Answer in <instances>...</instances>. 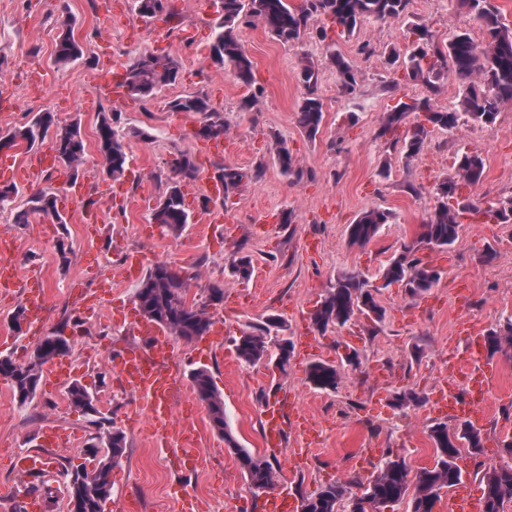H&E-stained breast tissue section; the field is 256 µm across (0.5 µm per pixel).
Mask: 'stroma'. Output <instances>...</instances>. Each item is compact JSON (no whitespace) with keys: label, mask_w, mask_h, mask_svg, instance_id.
<instances>
[{"label":"stroma","mask_w":512,"mask_h":512,"mask_svg":"<svg viewBox=\"0 0 512 512\" xmlns=\"http://www.w3.org/2000/svg\"><path fill=\"white\" fill-rule=\"evenodd\" d=\"M99 2L0 0V132L49 111L57 121L79 124L87 157L77 175L85 193L62 209L63 223L35 216L17 224L12 209L0 211V235L14 239L15 263L21 272L41 274L49 294L39 331L26 328L19 334L9 320L24 304L23 291L0 296V357L26 362L42 337L61 328L70 343L66 360L71 368L68 379H42L34 400L23 407L10 385L0 380V443L14 450L12 458L0 457V512H12L17 497L33 483L39 487L41 512H67L61 471L88 465L84 448L96 431L90 416L67 401L68 387L76 381L93 393L103 416L128 438L126 456L112 471L106 512H177L188 490L198 512H260L236 457L212 431L204 404H196L193 414L200 456L192 470L175 471L166 447L142 420L140 401L125 392L111 369V354L144 343L132 325L139 315L136 284L118 273L119 258L128 250L140 252L145 266L164 261L194 272L188 300H202L212 286L224 289V303L215 311L224 323L223 336L212 343L203 337L191 343L172 341L180 364L175 412L183 411L186 396L193 393L190 371L203 366L224 396L228 422L242 447L263 450L261 405L268 394L288 391L318 421L315 455L299 464L273 459L280 487L299 498L337 479L367 480L377 470L376 459L389 452L404 457L414 471L431 464L428 429L436 416L425 406L400 415L390 405L391 396L408 388L430 394L449 357L463 349L464 339L457 334L460 320L485 331L512 318V224L467 222L449 248L421 244L422 262L441 273L436 287L416 298L396 285L381 288L377 300L385 310L383 321L358 313L344 327L317 334L310 354L293 352L287 374L265 362L245 364L236 342L248 326L276 314L284 322L278 338L299 344L338 274L354 271L378 284L389 258L403 245L419 242L433 211V187L454 175L456 152L478 151L485 159L484 176L472 190L480 207L512 198V105L488 126L468 122L451 133L433 131L427 148L410 160L375 137L381 114L398 98L429 95L445 107L459 93L455 78L441 80L432 94L423 85L400 81L397 69L389 67L387 52L405 51L409 23L429 26L444 43L461 29L481 40L477 24L455 10L451 0H412L408 17L370 21L337 39V51L359 72L357 93L350 97L342 93L336 70L317 40L288 45L260 22L241 23L237 35L254 63V83L246 86L210 58L217 5L201 10L195 0H172L182 16L181 28L194 32L193 40L185 42L181 28L140 18L134 0H116L121 19L115 24L102 18ZM66 17L74 21V36L84 54L60 68L54 51ZM363 44L369 45V54L359 53ZM155 49L177 57L175 84L146 101L94 93L100 66L122 64L136 52ZM305 54L318 71L324 103L323 124L313 140L297 124L306 93L298 76ZM184 94L203 95L223 112L229 125L223 154L204 153L205 141L196 135L198 114L170 110V101ZM102 112L114 116L120 127L150 133L146 140L127 138L126 175L119 181L108 178L99 165L95 127ZM278 138L288 144L295 174H284L279 166L273 150ZM181 150L193 154L199 175L181 184L191 221L175 236L153 224L151 214L166 188L169 162ZM224 164L245 175L228 201L209 197L207 189ZM385 165L390 168L386 178L380 174ZM369 208L390 211L391 223L367 245L350 244L349 225ZM88 209L97 213V223L82 222L81 214ZM209 209L224 211L235 233L209 229L204 216ZM286 212L291 215L287 224L281 221ZM489 247L495 257L488 262L484 252ZM239 249L253 259L255 271L247 281L231 274V254ZM105 278L111 279L112 289L103 295L97 312H88L83 297ZM348 348L358 352L359 366L343 368L336 391L314 388L307 380L309 364L339 362ZM494 360L498 372L481 428L485 454L494 460L466 455L458 461L477 495L489 466L506 463L501 446L512 438V356L498 353ZM47 426L62 441L45 450L40 434ZM41 450L48 455L41 469L28 478L21 475L18 458Z\"/></svg>","instance_id":"1"}]
</instances>
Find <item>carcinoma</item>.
Segmentation results:
<instances>
[{"label": "carcinoma", "mask_w": 512, "mask_h": 512, "mask_svg": "<svg viewBox=\"0 0 512 512\" xmlns=\"http://www.w3.org/2000/svg\"><path fill=\"white\" fill-rule=\"evenodd\" d=\"M411 0H300L291 5L288 0H220L219 17L214 25V38L210 49L212 63L224 70L237 82H253V62L243 50L237 29L242 21L253 18L263 24L276 39L296 44L305 35H312L325 43L329 60L335 67L342 91L354 95L358 86V71L336 51V38L350 36L367 20L386 21L401 19L408 14ZM478 25L483 41L475 43L467 30L457 31L446 44L438 41L436 34L425 24L411 23L409 45L404 53L392 49L387 63L400 64L404 80L422 84L435 92L437 82L453 75L459 80L460 96L453 106L440 107L432 98L413 99V104L399 100L383 113L376 138L392 147H400L405 158L413 159L425 149L430 133L435 130L453 131L461 120L481 125L496 121L504 106L512 104V28L504 21L494 0H457ZM137 14L145 20H162L178 27L182 18L168 0H135ZM83 56L81 46L75 41L70 18L62 21V33L56 43L54 61L65 67ZM179 63L168 53L144 50L131 56L124 65L122 81L129 95L143 101L176 82ZM300 80L307 89L299 108L297 121L301 131L314 138L323 123V102L317 94L318 71L307 57L300 59ZM178 112H195L204 116L207 125L202 131L205 139L220 141L228 134L224 115L213 108L208 99L199 95H184L170 102ZM424 112L425 121L410 125L411 112ZM53 132L52 146L64 158L65 166L72 173L86 164V154L78 125H60L50 112H40L28 125L8 133L13 144L22 143L27 149L43 143L48 132ZM130 135L144 140L150 134L143 130L125 132L117 127L111 116H102L97 126L100 163L112 180L120 179L126 170V138ZM276 156L283 173L293 172L292 154L287 143L280 141ZM456 174L439 181L434 188V211L422 224L420 240L444 248L452 245L459 236L461 219L482 216L497 224H512V199L500 202L493 209H482L474 202L470 188L477 185L485 171V159L477 151L455 154ZM171 177L166 190L152 213V221L173 233L182 232L189 223L190 213L181 191V182L197 177L199 168L188 151H179L169 162ZM217 178L224 185V199L236 193L244 175L237 169L222 165ZM49 218L64 223L57 208L54 192L42 189L30 195L26 207L14 212L13 222L27 224L29 218ZM392 215L387 210L371 208L363 211L349 225V243L368 244L383 225L390 223ZM231 273L247 280L253 274L251 256L234 255ZM441 273L415 257L412 245L403 246L400 253L390 259L381 274V287L400 284L412 297L420 296L436 286ZM193 276L183 268L166 262H156L150 267L135 289V300L140 313L164 326L175 337L191 343L205 335L210 327L211 310L224 302V289H207L203 301L188 303L186 292ZM373 314L381 321L384 308L370 291L369 283L358 273L343 272L336 277L324 294L313 314L314 325L320 331L331 326H343L355 313ZM283 328L279 318L270 315L261 325L242 332L236 347L238 357L248 365H255L270 355L276 347L275 366L280 373H288L293 354V344L274 340L271 332ZM485 346L490 354L506 352L512 348V320L502 329L492 328L485 336ZM70 350L64 330L45 336L25 363L9 357L0 358V378L7 381L20 404L33 400L43 375L45 365ZM308 381L322 391H334L342 380L341 370L334 364L315 361L308 366ZM196 398L206 404L209 424L220 436L229 452L237 458L249 489L259 495L277 486L278 473L265 457L243 448L235 438L224 411V398L213 384L209 371L198 367L189 374ZM425 399L412 389L395 392L391 398L394 409L404 411L412 405L420 408ZM69 404L87 415L99 413L94 396L79 382L69 386ZM429 436L435 448L432 464L411 473L405 459L389 455L379 466L376 475L367 482L335 480L321 485L303 497L301 512H382V508L410 497L408 512H432L441 494L457 485L462 478L458 465L462 451L477 457L484 453L481 430L462 424L448 430V424L436 423L430 427ZM127 441L118 427L105 429L103 434L91 438L84 454L94 459V467L64 473L70 512H106L112 499V470L126 456ZM483 483V512H504V504L512 501V463H505L485 472ZM357 487L359 492L351 491Z\"/></svg>", "instance_id": "cac0c4a2"}]
</instances>
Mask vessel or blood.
I'll use <instances>...</instances> for the list:
<instances>
[{
  "mask_svg": "<svg viewBox=\"0 0 512 512\" xmlns=\"http://www.w3.org/2000/svg\"><path fill=\"white\" fill-rule=\"evenodd\" d=\"M101 94L119 97L123 93L120 69L107 70L96 81ZM26 288V315L29 323H40L43 311L41 289L37 280H28ZM135 330L143 336L146 349H129L111 358L110 364L121 377L126 388L136 394L156 437L162 440L178 439V448L171 451L175 469H185L199 450L188 437L187 430L174 417L172 398L176 390V376L168 369L172 349L166 342L165 329L156 323L141 319ZM495 371L492 361L480 356L457 362L452 371L430 396L432 411L462 422L480 423L483 414L479 407ZM266 434V451L273 455L283 452L288 436L312 439L315 429L310 420L300 414L288 394L276 393L268 397L262 410ZM447 512H479V504L467 484H460L449 496ZM262 512H300L296 498L281 490L267 494L261 502Z\"/></svg>",
  "mask_w": 512,
  "mask_h": 512,
  "instance_id": "vessel-or-blood-1",
  "label": "vessel or blood"
}]
</instances>
